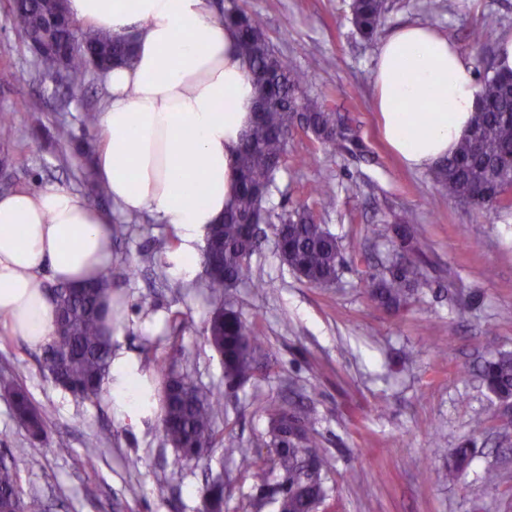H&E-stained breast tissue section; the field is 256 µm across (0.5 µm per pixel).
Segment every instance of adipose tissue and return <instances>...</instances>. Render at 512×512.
<instances>
[{"label": "adipose tissue", "mask_w": 512, "mask_h": 512, "mask_svg": "<svg viewBox=\"0 0 512 512\" xmlns=\"http://www.w3.org/2000/svg\"><path fill=\"white\" fill-rule=\"evenodd\" d=\"M83 24L134 42L130 64L112 67L93 160L118 210L154 214L178 248L165 261L191 278L201 236L218 223L234 191V148L250 128L256 90L236 57V33L209 0H67ZM383 139L409 169L436 166L468 134L480 84L468 60L439 30L416 23L382 41L372 73ZM106 213L65 188L0 196V312L11 335L41 345L55 334L47 280L82 284L112 259ZM112 409L139 420L150 405L138 363L124 352L107 381Z\"/></svg>", "instance_id": "ef3b65f1"}]
</instances>
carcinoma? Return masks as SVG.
I'll return each instance as SVG.
<instances>
[{"label": "carcinoma", "instance_id": "carcinoma-1", "mask_svg": "<svg viewBox=\"0 0 512 512\" xmlns=\"http://www.w3.org/2000/svg\"><path fill=\"white\" fill-rule=\"evenodd\" d=\"M387 10L386 0H349L352 23L360 36L371 41L377 36ZM10 11L21 30L39 41L49 32L57 50L39 60L40 72L51 76L62 68L63 103L86 99L95 76L93 62L105 71L130 57L127 40L83 26L68 15L65 0H18ZM220 20L235 27L239 56L253 72L258 89L255 104L263 105L262 117L254 119L237 149V180L234 198L219 224L209 226L201 256L202 273L197 286L215 302L206 320L203 337L224 365L228 386L241 385L259 370L257 352L260 336L242 319L231 302L235 288L249 280L248 260L261 245L256 225L245 224L246 216L263 210V200L273 185L287 153L288 134L295 114L314 128L313 136L333 150L344 149V138L329 133L331 115L304 94L305 74L288 56L279 53L265 33V21L227 0L220 6ZM499 19L483 16L472 30L479 42ZM478 112L470 133L453 155L433 169V178L449 198L468 201L496 217L512 212V170L502 162L512 158V75L494 69L480 79ZM90 196L106 201L109 189L91 170L80 166ZM273 225L281 260L299 279L318 288H329L337 279L340 247L326 225L311 211L294 209L276 216ZM414 219L389 226L373 224L369 233L383 239L393 233V251L414 249ZM424 277L422 268L411 261H387L368 274V294L379 307L396 312L413 299L415 287ZM115 273L107 266L100 279L83 287L65 283L52 286L56 333L44 356V370L60 389L82 400L98 399L112 360V336L104 325L106 301L112 294ZM169 365L159 369L162 385V432L174 452V464L183 466L224 449V456L249 459L246 448L224 441L217 426L220 398L198 386L192 377L176 368V357L185 355L176 340L168 341ZM480 377L499 399H512V352L496 350L481 366ZM15 417L27 435L39 440L45 435L44 411L35 406L21 383L7 386ZM270 463H252L254 487L271 495L278 512H318L329 496V460L309 413L301 407L268 401ZM475 449L455 450L446 478L454 484L470 464ZM205 512H224V480L213 479L202 489ZM0 512H46L35 495L22 497L12 465L0 458Z\"/></svg>", "mask_w": 512, "mask_h": 512}]
</instances>
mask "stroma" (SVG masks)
<instances>
[{
	"label": "stroma",
	"instance_id": "obj_1",
	"mask_svg": "<svg viewBox=\"0 0 512 512\" xmlns=\"http://www.w3.org/2000/svg\"><path fill=\"white\" fill-rule=\"evenodd\" d=\"M261 14L271 44L308 76L306 93L334 112L354 138L346 151L324 150L311 133L294 128L285 165L266 196L268 215L306 208L326 224L341 250L342 266L330 289L300 280L282 262L273 236L251 256L252 280L233 293L243 318L258 331L260 375L227 389L224 367L202 331L213 305L201 289L174 276L164 261L177 236L173 228L102 209L112 229V265L135 269L117 277L113 299L123 315L112 327L114 350L137 358L154 379L146 341L162 337L169 317L181 313L177 363L194 381L221 393L219 425L235 446L266 454V401L287 400L311 410L330 459L329 498L319 512H512V408L475 375L494 349L512 351V215L488 217L438 194L429 171L405 168L383 141L372 98L377 42L354 30L348 0H237ZM0 0V63L16 81L0 86V121L10 127L12 184L33 191L86 188L62 164L69 146L49 139L56 125L101 142L102 127L84 128L86 106L104 107L107 89L96 79L86 102L61 106V90L42 76L21 29ZM502 23L481 43L470 38L483 15ZM421 23L440 29L483 73L497 56L499 39L512 33V0H387L380 29ZM40 107L43 126L30 119ZM331 181L335 195L314 187ZM414 214L420 234L416 255L427 281L399 312L378 308L367 294V273L385 260L390 243L373 240L370 225ZM156 295L147 313L138 301ZM43 349L10 336L0 324V375L16 372L47 414L48 438L34 443L19 427L9 396L0 389V455L17 465L24 494H38L46 512H202L206 474L224 477V512H276L274 503L254 510L257 496L239 459L216 450L211 462L178 467L164 442L160 417L122 420L107 396L78 401L55 387L42 367ZM486 428L473 434L470 422ZM101 444H94L95 436ZM475 439L479 452L457 483L446 473L456 448ZM65 442L68 454L56 451ZM496 470L495 487L484 484Z\"/></svg>",
	"mask_w": 512,
	"mask_h": 512
}]
</instances>
